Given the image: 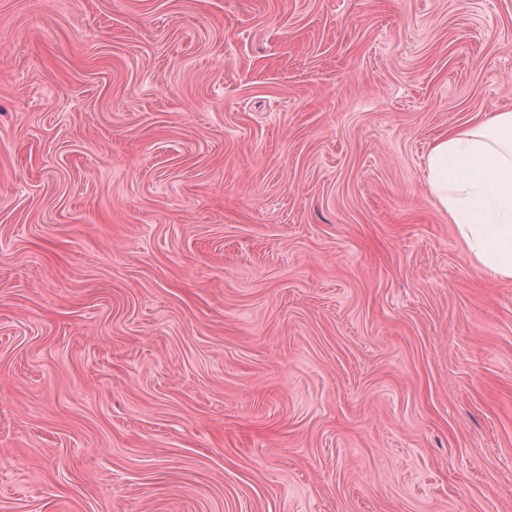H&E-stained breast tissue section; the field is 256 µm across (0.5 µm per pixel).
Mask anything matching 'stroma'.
I'll list each match as a JSON object with an SVG mask.
<instances>
[{
  "instance_id": "35a3bbf8",
  "label": "stroma",
  "mask_w": 512,
  "mask_h": 512,
  "mask_svg": "<svg viewBox=\"0 0 512 512\" xmlns=\"http://www.w3.org/2000/svg\"><path fill=\"white\" fill-rule=\"evenodd\" d=\"M509 109L512 0H0V512H512ZM425 177L471 259L512 281V111L436 138Z\"/></svg>"
}]
</instances>
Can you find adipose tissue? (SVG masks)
I'll list each match as a JSON object with an SVG mask.
<instances>
[{
    "label": "adipose tissue",
    "mask_w": 512,
    "mask_h": 512,
    "mask_svg": "<svg viewBox=\"0 0 512 512\" xmlns=\"http://www.w3.org/2000/svg\"><path fill=\"white\" fill-rule=\"evenodd\" d=\"M425 177L471 259L512 281V111L436 138Z\"/></svg>",
    "instance_id": "obj_1"
}]
</instances>
